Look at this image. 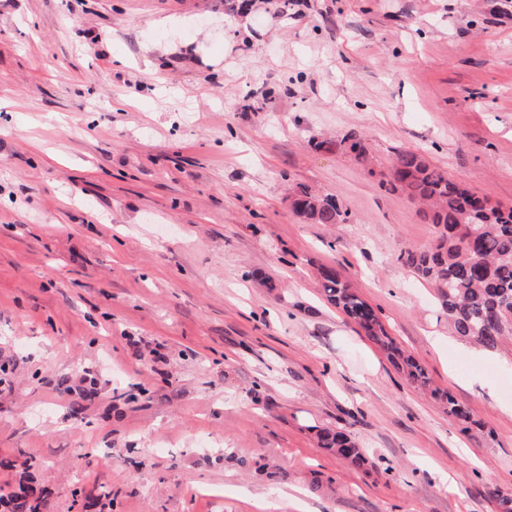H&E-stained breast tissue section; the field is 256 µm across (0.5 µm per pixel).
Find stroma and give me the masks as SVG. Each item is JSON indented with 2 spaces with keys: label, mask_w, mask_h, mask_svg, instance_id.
I'll return each mask as SVG.
<instances>
[{
  "label": "stroma",
  "mask_w": 512,
  "mask_h": 512,
  "mask_svg": "<svg viewBox=\"0 0 512 512\" xmlns=\"http://www.w3.org/2000/svg\"><path fill=\"white\" fill-rule=\"evenodd\" d=\"M348 134L370 165L310 145ZM403 150L512 205V0H0V486L29 474L42 512H497L512 341L449 336L401 264L435 239L380 185ZM299 185L346 223H302ZM319 283L326 301L342 311L365 336L386 352L395 369L409 384L429 393L449 416L462 425L471 422L469 413L455 402L448 391L435 387L420 362L396 344L376 311L350 287L336 269L321 268ZM320 440L324 448L334 452L355 468L365 465V457L362 448L343 431L324 430L320 432Z\"/></svg>",
  "instance_id": "stroma-1"
}]
</instances>
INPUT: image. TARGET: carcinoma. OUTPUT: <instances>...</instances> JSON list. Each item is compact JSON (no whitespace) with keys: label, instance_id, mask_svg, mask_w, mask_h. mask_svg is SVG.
Listing matches in <instances>:
<instances>
[{"label":"carcinoma","instance_id":"obj_1","mask_svg":"<svg viewBox=\"0 0 512 512\" xmlns=\"http://www.w3.org/2000/svg\"><path fill=\"white\" fill-rule=\"evenodd\" d=\"M317 149L345 150L363 160L366 152L353 138L316 141ZM401 190L428 207L436 229L427 250L405 249L400 259L418 279L432 285L448 318L449 332L486 351H496L512 337V208L479 196L414 151H404L380 182ZM293 212L307 224H343L348 212L339 199L299 187L291 198ZM326 301L342 311L371 341L386 352L395 369L415 388L433 397L461 424L470 415L446 390L433 385L425 368L389 336L376 311L331 267L319 271ZM322 445L355 468L365 465L363 450L343 431L320 432ZM9 512H39L38 499L26 493L6 496Z\"/></svg>","mask_w":512,"mask_h":512}]
</instances>
